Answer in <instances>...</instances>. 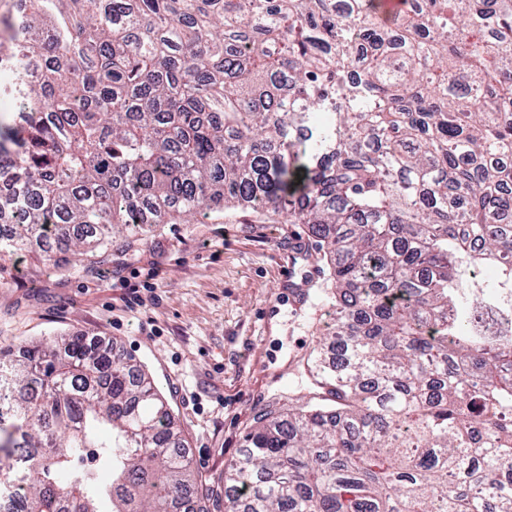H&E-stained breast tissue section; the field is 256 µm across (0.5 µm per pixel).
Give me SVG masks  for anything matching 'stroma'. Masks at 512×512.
<instances>
[{"mask_svg": "<svg viewBox=\"0 0 512 512\" xmlns=\"http://www.w3.org/2000/svg\"><path fill=\"white\" fill-rule=\"evenodd\" d=\"M147 282L155 301L128 306ZM335 323L329 268L304 226L250 207L151 224L58 269L37 249L0 256V349L81 333L144 363L211 512H224V471L255 415L303 385L304 362Z\"/></svg>", "mask_w": 512, "mask_h": 512, "instance_id": "stroma-1", "label": "stroma"}]
</instances>
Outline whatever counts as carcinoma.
<instances>
[{
    "mask_svg": "<svg viewBox=\"0 0 512 512\" xmlns=\"http://www.w3.org/2000/svg\"><path fill=\"white\" fill-rule=\"evenodd\" d=\"M0 27V254L225 202L330 262L336 357L257 416L224 512H512V339L475 332L458 264L512 282V0H26ZM2 366L14 512H207L133 359L76 334Z\"/></svg>",
    "mask_w": 512,
    "mask_h": 512,
    "instance_id": "1",
    "label": "carcinoma"
}]
</instances>
